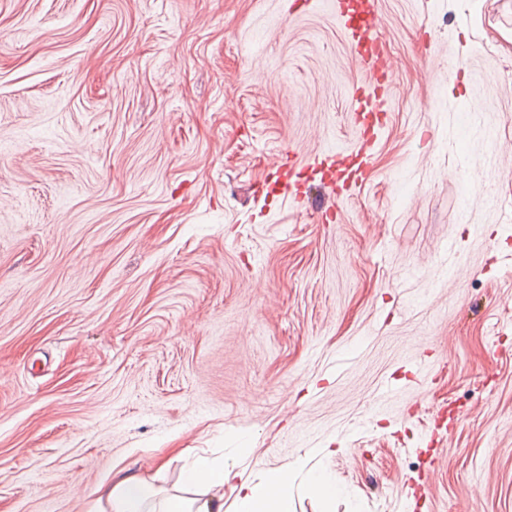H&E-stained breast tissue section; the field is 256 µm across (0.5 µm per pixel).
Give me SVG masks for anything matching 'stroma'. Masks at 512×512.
I'll return each instance as SVG.
<instances>
[{
	"instance_id": "35a3bbf8",
	"label": "stroma",
	"mask_w": 512,
	"mask_h": 512,
	"mask_svg": "<svg viewBox=\"0 0 512 512\" xmlns=\"http://www.w3.org/2000/svg\"><path fill=\"white\" fill-rule=\"evenodd\" d=\"M0 0V512H89L180 449L305 460L331 512H512V0ZM368 3L354 5L350 1L334 0L336 15L343 23L348 35H352V49L356 60L365 74V80L357 87L359 107L364 102H371L372 112H383L382 103L390 80V71L385 63L383 48L375 33V16L371 0ZM361 16L358 26L352 25V18ZM306 494L316 500L329 502L342 494L336 481L325 471L310 472L305 485Z\"/></svg>"
}]
</instances>
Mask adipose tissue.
Instances as JSON below:
<instances>
[{
	"label": "adipose tissue",
	"instance_id": "adipose-tissue-1",
	"mask_svg": "<svg viewBox=\"0 0 512 512\" xmlns=\"http://www.w3.org/2000/svg\"><path fill=\"white\" fill-rule=\"evenodd\" d=\"M232 476V467L196 458L183 470L181 481L187 487L200 489L197 498L165 496L152 478L123 476L111 482L90 512H225L224 486ZM294 493L291 469L272 470L259 481L237 486L232 512H288Z\"/></svg>",
	"mask_w": 512,
	"mask_h": 512
}]
</instances>
